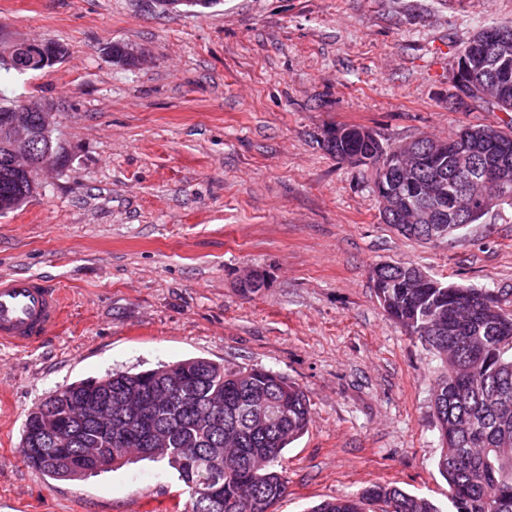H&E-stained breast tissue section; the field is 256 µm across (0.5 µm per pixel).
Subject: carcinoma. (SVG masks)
Instances as JSON below:
<instances>
[{
    "label": "carcinoma",
    "instance_id": "cac0c4a2",
    "mask_svg": "<svg viewBox=\"0 0 512 512\" xmlns=\"http://www.w3.org/2000/svg\"><path fill=\"white\" fill-rule=\"evenodd\" d=\"M216 0H154L162 12L179 6L209 8ZM497 37L474 36L459 57L486 81L490 112H512V25L495 26ZM62 60L67 49L51 41L44 52L25 62L0 64L19 72L44 68L43 53ZM512 147V125L465 126L442 140L444 153H432L428 137L417 139L418 155L402 166L391 147L362 126L332 127L323 145L334 157L363 158L374 172V191L391 182L403 185L397 212L382 214L401 234L429 241L419 212L433 209L450 236L464 225L449 218L459 202L458 146L478 163L507 165L511 192L496 204L512 208V151H495L485 132ZM31 150L62 167L64 156L54 134L35 135ZM36 182L17 173L0 135V215L21 207ZM379 305L388 318L428 345L445 364L436 382L434 414L442 442L437 460L456 512H512V311L509 301L491 291L445 285L428 275L409 276V266L377 263L370 270ZM112 392V422L86 416L81 402L94 379L52 391L24 422L21 452L25 460L54 480H76L129 462L114 426L129 431V448H142L137 460L165 461L174 468L189 495L190 512H272L285 496L287 479L278 469L282 452L310 424V401L284 376L263 368L229 369L195 357L130 373L107 374ZM66 436V450L80 455L101 449L92 469L70 468L56 451ZM309 512H440L427 498L387 483H373L355 497L321 501Z\"/></svg>",
    "mask_w": 512,
    "mask_h": 512
}]
</instances>
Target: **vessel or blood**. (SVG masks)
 <instances>
[{
  "instance_id": "1",
  "label": "vessel or blood",
  "mask_w": 512,
  "mask_h": 512,
  "mask_svg": "<svg viewBox=\"0 0 512 512\" xmlns=\"http://www.w3.org/2000/svg\"><path fill=\"white\" fill-rule=\"evenodd\" d=\"M63 315L59 288L34 276L0 278V342L17 347L38 344Z\"/></svg>"
}]
</instances>
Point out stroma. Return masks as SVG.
I'll return each mask as SVG.
<instances>
[{"label": "stroma", "mask_w": 512, "mask_h": 512, "mask_svg": "<svg viewBox=\"0 0 512 512\" xmlns=\"http://www.w3.org/2000/svg\"><path fill=\"white\" fill-rule=\"evenodd\" d=\"M0 0V53L53 40L66 56L0 69V102L50 107L64 167L0 216V277L61 288L37 345L0 343V512H182L176 472L148 460L84 480L26 464L28 412L115 370L205 357L282 374L308 396L276 512L390 483L455 512L436 461L440 359L379 306L370 269L410 264L512 293V210L425 244L385 224L370 168L323 145L358 125L395 146L512 114L448 107L460 49L512 24V0ZM124 45L140 65L112 62ZM258 271L263 288L242 293Z\"/></svg>", "instance_id": "1"}]
</instances>
